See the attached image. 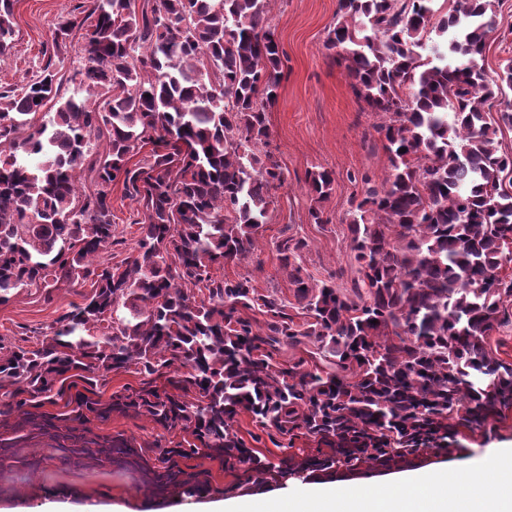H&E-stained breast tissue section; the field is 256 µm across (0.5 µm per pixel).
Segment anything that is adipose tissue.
Wrapping results in <instances>:
<instances>
[{"label": "adipose tissue", "mask_w": 512, "mask_h": 512, "mask_svg": "<svg viewBox=\"0 0 512 512\" xmlns=\"http://www.w3.org/2000/svg\"><path fill=\"white\" fill-rule=\"evenodd\" d=\"M485 465L495 474L468 478V491L459 494L448 473L438 472L419 482L347 480L320 501L308 502L303 512H512V464L489 453Z\"/></svg>", "instance_id": "obj_1"}]
</instances>
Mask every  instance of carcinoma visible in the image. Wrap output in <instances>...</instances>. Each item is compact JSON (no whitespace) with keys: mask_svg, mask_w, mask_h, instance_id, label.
Instances as JSON below:
<instances>
[{"mask_svg":"<svg viewBox=\"0 0 512 512\" xmlns=\"http://www.w3.org/2000/svg\"><path fill=\"white\" fill-rule=\"evenodd\" d=\"M271 2L143 0L138 10L82 0L86 15L59 17L51 44L66 51L91 21L69 92L49 62L0 90V306L28 287L49 298L79 281L93 287L35 348L0 343L1 429L51 434L59 426L31 412L9 418L29 397H64L57 420L70 435L71 422L118 412L193 437L152 459L85 429L70 449L79 458L134 464L161 488L186 483L178 459L215 454L224 470L272 484L286 474L331 480L341 467L349 477L421 467L457 428H480L512 404V368L488 343L512 298L499 276L512 262V153L498 140L512 127V58L493 76L482 64L500 0H448L443 15L438 0H338L325 47L378 117L390 174L378 186L362 175L351 200V290L302 275L304 240L277 242L291 303L249 277L210 275L253 253L286 181L269 150L283 55ZM12 18L13 0H0V56ZM49 104L55 111H43ZM114 183L141 225L136 256L115 264L101 257L114 237ZM334 184L326 168L306 173L317 202ZM199 284L208 296L198 303ZM297 348L286 364L274 358ZM176 363L186 369L172 382L178 394L149 385L104 402L66 384L73 371L135 364L155 374ZM242 414L331 453L275 463L239 436Z\"/></svg>","mask_w":512,"mask_h":512,"instance_id":"obj_1","label":"carcinoma"}]
</instances>
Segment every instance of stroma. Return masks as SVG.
<instances>
[{"label":"stroma","instance_id":"obj_1","mask_svg":"<svg viewBox=\"0 0 512 512\" xmlns=\"http://www.w3.org/2000/svg\"><path fill=\"white\" fill-rule=\"evenodd\" d=\"M79 0H14V41L0 56V86L19 87L39 72L44 52L52 42L55 24ZM337 0H273L270 22L283 50L282 79L270 109V149L281 164L286 182L276 193V202L264 225L257 249L239 263L216 264L214 278L250 276L261 292L291 299L288 276L277 259L275 245L283 236L307 241L303 273L312 279L332 281L348 288L356 262L348 232L350 201L360 194L361 184L352 175L369 174L383 181L390 172L387 155L373 130L375 116L363 111L355 98L344 66L325 48L330 27L336 20ZM512 31V0H500L494 32L488 41L484 68L498 71L512 54V42L503 33ZM325 167L334 171L335 189L324 202L329 221L316 224L310 218L311 198L304 184L307 170ZM138 205L125 198L121 184L112 187V222L118 245L112 246L113 261L131 257L139 230L134 222ZM89 285L57 292L54 301L43 298L41 289L22 290L9 304L0 306V342L33 347L42 332L70 307L81 304ZM180 366L150 378L138 366L99 378L95 390L101 400L112 393L140 388L150 381L167 387L179 379ZM94 434L122 436L134 445L162 448L187 439L179 429H166L145 416L115 413L103 422H93ZM457 442L467 448L460 467L476 471L483 467L488 449H498L512 458V405L484 427L461 430ZM180 466L189 473H204L205 492L190 495L182 485L166 486L155 494L141 472L114 462H97L72 456L48 436L37 433L18 440L14 447L0 449V512H202L205 505L224 499L239 506L265 497L302 499L314 492L315 481L294 477L254 492L240 491L243 471L228 472L223 459L204 454L184 458Z\"/></svg>","mask_w":512,"mask_h":512}]
</instances>
